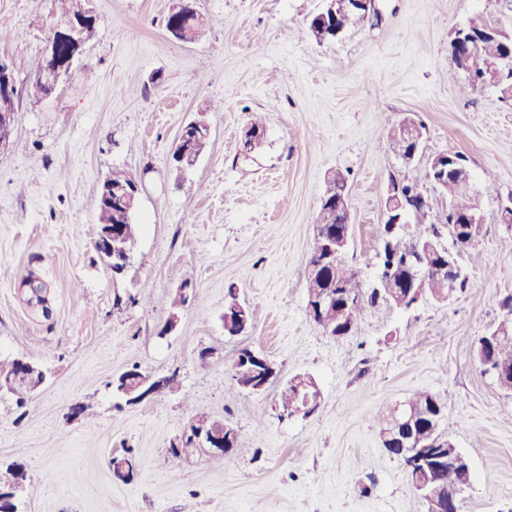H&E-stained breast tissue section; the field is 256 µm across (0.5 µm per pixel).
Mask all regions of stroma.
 <instances>
[{
	"label": "stroma",
	"mask_w": 512,
	"mask_h": 512,
	"mask_svg": "<svg viewBox=\"0 0 512 512\" xmlns=\"http://www.w3.org/2000/svg\"><path fill=\"white\" fill-rule=\"evenodd\" d=\"M175 4L92 0L97 24L82 62L37 98L27 80L49 0H0V29L12 34L0 64L19 90L12 146L0 154V356L48 372L24 407L0 397V468L20 461L27 472L21 512H427L370 419L421 390L446 402L441 432L475 475L459 512H512V395L472 348L512 295L502 245L512 226L498 221L499 197L512 194V107L492 92L461 98L450 58L469 21L492 17L512 34V0H376L378 20L321 44L304 33L321 0H196L213 19L196 43L168 34ZM204 98L213 107L201 114ZM408 113L424 128L406 167L384 119ZM198 118L210 139L181 174L171 150ZM254 125L264 138L248 153L242 139ZM447 152L499 190L481 198V236L459 259L468 288L407 310L378 305L348 335L323 333L305 311V260L326 175L348 178L346 260L370 280L382 187L422 176ZM115 168L139 183L142 226L119 274L94 248L100 186ZM30 272L47 287L50 317L26 302ZM183 286L181 320L162 335ZM231 289L253 313L239 336L224 330ZM244 347L267 355L280 380L311 375L318 412L286 418L278 386L233 387L224 357ZM134 365L175 377V387L119 403L109 383ZM75 406L80 417L67 421ZM196 413L233 424L245 454L169 461ZM126 448L139 458L127 483L109 470Z\"/></svg>",
	"instance_id": "obj_1"
}]
</instances>
